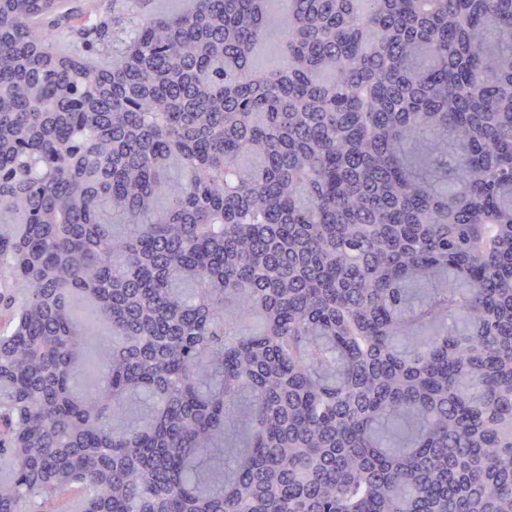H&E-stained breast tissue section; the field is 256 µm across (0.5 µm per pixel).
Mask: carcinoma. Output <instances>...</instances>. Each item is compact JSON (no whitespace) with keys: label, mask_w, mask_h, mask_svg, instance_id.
<instances>
[{"label":"carcinoma","mask_w":512,"mask_h":512,"mask_svg":"<svg viewBox=\"0 0 512 512\" xmlns=\"http://www.w3.org/2000/svg\"><path fill=\"white\" fill-rule=\"evenodd\" d=\"M139 9L0 0V512H512V0ZM281 39L282 29L270 27L254 50L253 66L257 70L267 71L283 65L284 59L280 52ZM53 48L61 56H76L81 55L85 57L87 64L94 68H112L113 59L118 56L112 52V46L108 50L99 53L90 54L85 52L82 46L73 41L68 34H60L53 38Z\"/></svg>","instance_id":"obj_1"}]
</instances>
